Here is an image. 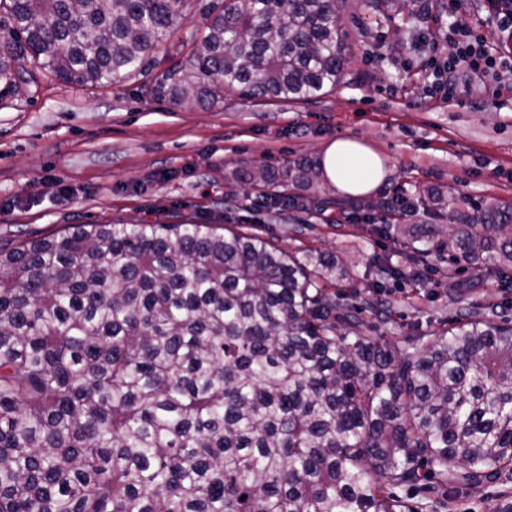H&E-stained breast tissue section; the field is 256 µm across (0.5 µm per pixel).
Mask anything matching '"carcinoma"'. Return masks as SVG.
<instances>
[{"mask_svg": "<svg viewBox=\"0 0 512 512\" xmlns=\"http://www.w3.org/2000/svg\"><path fill=\"white\" fill-rule=\"evenodd\" d=\"M187 2L0 0V82L118 87ZM183 52L149 88L180 108L345 75L337 0H221ZM284 179L323 182L310 159ZM449 219L437 251L512 269V208ZM349 276L212 224H76L0 251V512H435L484 482L512 512V322L462 308L394 336L336 300Z\"/></svg>", "mask_w": 512, "mask_h": 512, "instance_id": "cac0c4a2", "label": "carcinoma"}]
</instances>
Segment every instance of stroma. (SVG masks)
<instances>
[{"instance_id":"stroma-1","label":"stroma","mask_w":512,"mask_h":512,"mask_svg":"<svg viewBox=\"0 0 512 512\" xmlns=\"http://www.w3.org/2000/svg\"><path fill=\"white\" fill-rule=\"evenodd\" d=\"M207 0H192L173 20L171 39L153 57L151 80L177 62L181 44L203 28ZM368 0H339L347 73L329 93L302 101L248 100L228 91L214 105L181 109L132 79L117 88L45 83L21 95L0 94V250L57 235L74 224L202 223L274 238L290 250H315L350 262L341 302L364 319L384 313L395 333L412 336L455 318L449 280L468 290L472 310L493 304L512 319V288L498 276L476 278L464 261L430 249L448 228L450 207L495 200L512 204V98L490 105L479 80L465 105L435 93L422 65L423 29L448 33L441 8L405 0L394 20L376 21ZM340 137L359 140L382 159L386 176L364 198L330 188L280 187L291 206L247 208L261 190L234 178L260 166L278 174ZM412 197L406 225L428 252L421 277L369 288L374 258L403 265L398 239L377 236L364 215L384 212L394 192Z\"/></svg>"}]
</instances>
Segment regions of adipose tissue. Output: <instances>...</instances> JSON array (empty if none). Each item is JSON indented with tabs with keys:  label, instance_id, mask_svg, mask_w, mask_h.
Listing matches in <instances>:
<instances>
[{
	"label": "adipose tissue",
	"instance_id": "ef3b65f1",
	"mask_svg": "<svg viewBox=\"0 0 512 512\" xmlns=\"http://www.w3.org/2000/svg\"><path fill=\"white\" fill-rule=\"evenodd\" d=\"M321 164L328 183L352 197L369 195L386 176L381 158L367 145L352 139L330 142Z\"/></svg>",
	"mask_w": 512,
	"mask_h": 512
}]
</instances>
